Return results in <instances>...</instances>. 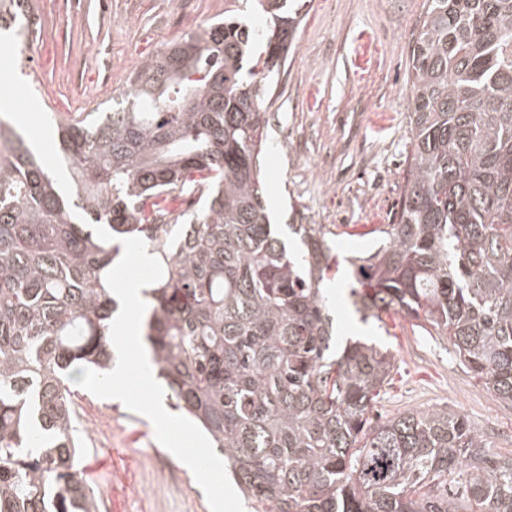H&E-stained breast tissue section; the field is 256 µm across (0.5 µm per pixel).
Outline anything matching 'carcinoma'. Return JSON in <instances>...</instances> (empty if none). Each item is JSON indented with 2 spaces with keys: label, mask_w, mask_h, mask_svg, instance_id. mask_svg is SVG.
<instances>
[{
  "label": "carcinoma",
  "mask_w": 512,
  "mask_h": 512,
  "mask_svg": "<svg viewBox=\"0 0 512 512\" xmlns=\"http://www.w3.org/2000/svg\"><path fill=\"white\" fill-rule=\"evenodd\" d=\"M231 2L144 62L112 111L58 126L74 201L0 123V512H97L70 383L112 366L117 237L163 267L143 330L171 407L256 512H512V459L461 413L370 417L393 357L338 351L322 293L346 230L289 224V249L264 200V104L297 12L257 0L266 23L250 27ZM426 4L399 210L362 233L348 295L363 323L421 320L512 404V0ZM30 19L28 0H0V30L22 40ZM187 196L197 209L168 206Z\"/></svg>",
  "instance_id": "1"
}]
</instances>
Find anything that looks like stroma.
Listing matches in <instances>:
<instances>
[{"label":"stroma","mask_w":512,"mask_h":512,"mask_svg":"<svg viewBox=\"0 0 512 512\" xmlns=\"http://www.w3.org/2000/svg\"><path fill=\"white\" fill-rule=\"evenodd\" d=\"M425 0H307L296 51L271 80L262 177L277 224H388L410 149V52ZM37 51L0 42V120L56 164L57 125L111 104L129 79L207 22L224 0H34ZM380 342L393 380L373 408L396 416L440 405L462 413L491 452L512 457V405L459 364L446 339L388 315ZM81 468L105 512H210L190 468L150 420L79 388Z\"/></svg>","instance_id":"obj_1"}]
</instances>
